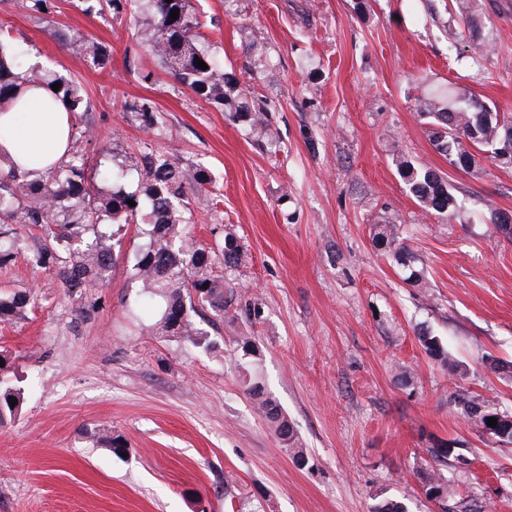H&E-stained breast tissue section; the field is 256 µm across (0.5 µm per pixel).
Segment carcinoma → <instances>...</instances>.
Segmentation results:
<instances>
[{"mask_svg":"<svg viewBox=\"0 0 512 512\" xmlns=\"http://www.w3.org/2000/svg\"><path fill=\"white\" fill-rule=\"evenodd\" d=\"M153 12V18L142 28V39L158 58L164 71L197 96L219 105H225L224 72L207 51L199 47L202 24L189 8V0H144ZM179 9L177 19L171 10ZM79 54L92 58L98 65L107 63V47L86 37L78 46ZM7 47L0 42V104L8 102L23 83L46 82L61 84L58 93L69 100L70 159L49 169L48 177L31 180L29 175L12 166L0 171V265L12 260V246L7 239L18 234V229L45 230V243L32 255L33 264L50 269L57 276L65 293L81 299L89 289L103 280L112 268L115 236L127 224H140L147 242L134 258L133 268L140 288L147 294L158 316L150 329L161 336H177L197 348L210 350L214 344L207 332L192 320L189 311L193 301L206 303L218 315H224V283L212 275L211 266L220 256L224 265L238 264L242 253L237 239L231 233L224 235L220 251L207 250L197 245L185 231L182 208L189 204L188 192L208 191L207 173L198 171L195 184L188 188L183 182L180 167L164 154H128L118 162V169L137 170L144 175L139 189L127 191L121 187L103 189L88 172L87 161L77 147L90 140L85 126L88 107L78 93L77 86L56 74H34L21 71L8 62ZM204 61L202 70L195 59ZM426 124L436 150L448 157L450 164L470 169L478 165L481 156L493 159L504 167L512 166V156L500 158L498 150L505 141H512V116L492 110L477 98H468L459 90L448 89L426 103ZM232 117L247 119L258 133L265 131L267 114L243 112L235 107ZM472 141L474 151L462 161L461 139ZM399 176L409 193L421 208L430 213L453 218L459 205L447 178L430 169L420 168L402 160L397 164ZM133 201L131 207L127 201ZM399 226L380 224L375 241L393 256L394 261L409 270V280L420 281L421 272L414 268L416 257L399 244ZM68 257L60 261V251ZM30 297L25 292L0 295V322L12 323L26 317ZM426 352L450 372L463 371L462 366L430 335L421 337ZM239 358L235 361L239 380L245 391L256 401L258 409L270 429L294 457L305 461L302 443L288 416L277 400L265 389L260 353L250 336L237 340ZM19 398L13 388L0 389V425L14 416L18 407L8 398ZM455 405L462 416L481 431L489 429L488 418L497 414L491 404L476 397L457 396ZM425 496L441 501L448 487L442 475L427 471L423 483Z\"/></svg>","mask_w":512,"mask_h":512,"instance_id":"cac0c4a2","label":"carcinoma"}]
</instances>
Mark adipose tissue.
Instances as JSON below:
<instances>
[{"mask_svg":"<svg viewBox=\"0 0 512 512\" xmlns=\"http://www.w3.org/2000/svg\"><path fill=\"white\" fill-rule=\"evenodd\" d=\"M68 124L67 105L51 86L21 85L0 110V156L41 174L63 159Z\"/></svg>","mask_w":512,"mask_h":512,"instance_id":"ef3b65f1","label":"adipose tissue"}]
</instances>
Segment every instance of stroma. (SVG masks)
Listing matches in <instances>:
<instances>
[{"mask_svg":"<svg viewBox=\"0 0 512 512\" xmlns=\"http://www.w3.org/2000/svg\"><path fill=\"white\" fill-rule=\"evenodd\" d=\"M25 3L0 0V40L22 69L76 82L88 155L105 170L151 151L186 178L206 170L212 185L190 196L187 229L208 248L232 233L242 259L214 268L223 320L194 316L211 324L205 351L137 316L136 225L83 300L31 264L42 231L21 239L0 292H32L35 306L0 323V380L21 391L0 426V512H369L387 497L410 512H512V444L453 403L463 393L512 412V383L490 368L512 361V242L494 226L495 213L512 215V167H453L421 116L446 84L512 115V0H477L476 59L468 40L448 38L456 0H190L228 98L268 112L262 138L163 71L137 36L150 15L136 0H49L40 16ZM85 36L110 48L105 67L78 54L72 40ZM146 100L159 114L151 129L134 111ZM402 157L447 177L459 218L421 209L397 172ZM391 221L424 285L376 245V226ZM424 334L466 376L428 355ZM241 336L259 349L304 463L239 381ZM108 433L123 436L126 456L97 443ZM448 446L453 455L433 456ZM428 468L447 482L444 501L422 492Z\"/></svg>","mask_w":512,"mask_h":512,"instance_id":"stroma-1","label":"stroma"}]
</instances>
